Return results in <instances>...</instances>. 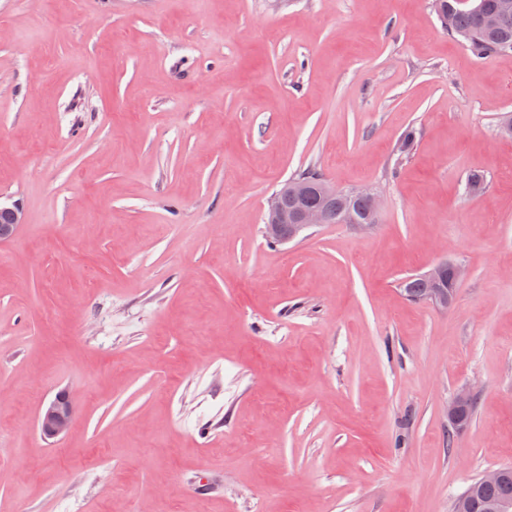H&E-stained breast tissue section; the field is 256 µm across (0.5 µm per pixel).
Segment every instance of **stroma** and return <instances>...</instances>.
Wrapping results in <instances>:
<instances>
[{
	"label": "stroma",
	"mask_w": 512,
	"mask_h": 512,
	"mask_svg": "<svg viewBox=\"0 0 512 512\" xmlns=\"http://www.w3.org/2000/svg\"><path fill=\"white\" fill-rule=\"evenodd\" d=\"M504 112L512 54L431 0H0V512H453L512 467ZM308 168L371 233L267 242ZM19 224L23 221L17 204L5 205L0 201V240L10 239ZM429 288H432V285L428 281L421 278H416L407 282L405 285H402L401 290L409 300L424 301L425 295ZM447 288L448 294L447 289L432 288V290L426 296V301L436 306L447 308L448 300L452 294L451 288L457 287L453 283L448 284L447 281ZM474 397L475 394L470 388H463L458 392L453 401L448 405L446 417L448 419L449 424L452 425L453 427H456L457 430H461L466 427L461 423L459 415L461 409L472 401L468 405L464 413L465 419L469 422L471 421L475 406V401H473ZM75 416L74 403L66 392H59L40 411L38 426L45 438H57L71 427Z\"/></svg>",
	"instance_id": "1"
}]
</instances>
